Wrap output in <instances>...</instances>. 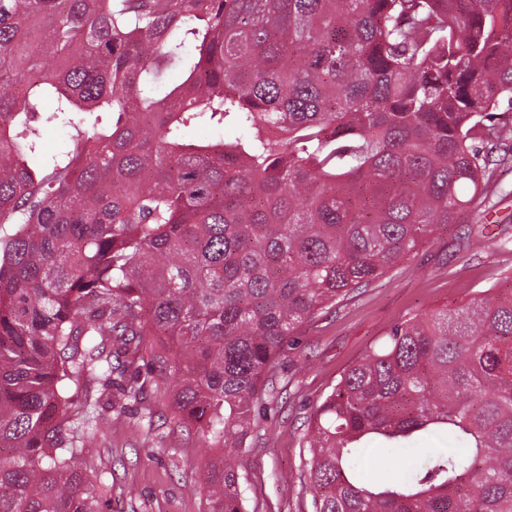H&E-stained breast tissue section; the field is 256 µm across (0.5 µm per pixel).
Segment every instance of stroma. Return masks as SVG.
<instances>
[{"mask_svg": "<svg viewBox=\"0 0 512 512\" xmlns=\"http://www.w3.org/2000/svg\"><path fill=\"white\" fill-rule=\"evenodd\" d=\"M488 209L435 240L302 329L263 390L243 456L246 512H313L305 433L345 369L391 328L421 311L453 309L489 288L512 286V169L499 168ZM111 475L109 512H204L208 448L160 426L145 435L137 415L94 438Z\"/></svg>", "mask_w": 512, "mask_h": 512, "instance_id": "obj_1", "label": "stroma"}]
</instances>
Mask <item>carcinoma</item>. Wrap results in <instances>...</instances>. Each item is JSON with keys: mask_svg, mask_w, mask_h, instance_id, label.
Returning <instances> with one entry per match:
<instances>
[{"mask_svg": "<svg viewBox=\"0 0 512 512\" xmlns=\"http://www.w3.org/2000/svg\"><path fill=\"white\" fill-rule=\"evenodd\" d=\"M505 97L512 0H0V512H106L132 408L244 512L276 359L485 205ZM305 438L314 512H512V289L396 324ZM72 148L70 130L60 127H50L43 139V152L47 156L57 155Z\"/></svg>", "mask_w": 512, "mask_h": 512, "instance_id": "carcinoma-1", "label": "carcinoma"}]
</instances>
